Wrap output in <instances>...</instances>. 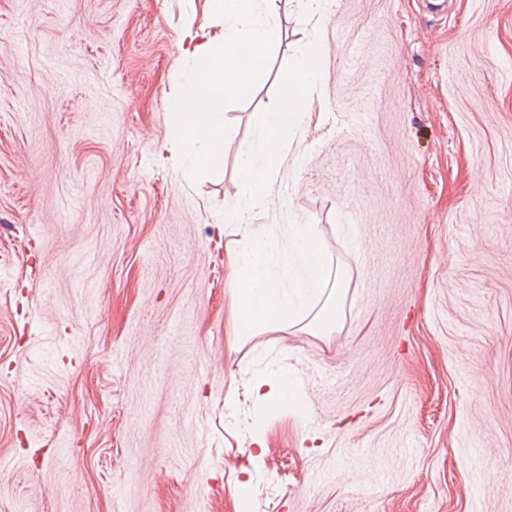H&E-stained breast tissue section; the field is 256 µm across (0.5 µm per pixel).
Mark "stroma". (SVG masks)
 <instances>
[{
  "label": "stroma",
  "mask_w": 512,
  "mask_h": 512,
  "mask_svg": "<svg viewBox=\"0 0 512 512\" xmlns=\"http://www.w3.org/2000/svg\"><path fill=\"white\" fill-rule=\"evenodd\" d=\"M204 0H0V512H512V0H333L289 195L224 221L310 25L171 160ZM316 225L335 331L236 336L227 249ZM304 418L255 427V371ZM267 452L255 459V430ZM251 387L256 398L267 406L296 416L306 413L301 381L296 376L290 377L288 372L256 373L252 376Z\"/></svg>",
  "instance_id": "stroma-1"
}]
</instances>
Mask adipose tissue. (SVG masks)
<instances>
[{
	"instance_id": "1",
	"label": "adipose tissue",
	"mask_w": 512,
	"mask_h": 512,
	"mask_svg": "<svg viewBox=\"0 0 512 512\" xmlns=\"http://www.w3.org/2000/svg\"><path fill=\"white\" fill-rule=\"evenodd\" d=\"M314 30L292 67L281 78L278 108L261 113L256 132L237 164L238 193L225 209L229 224H247L258 210L280 195L306 154L294 151L296 135L312 119L308 89L319 79L322 43L319 33L329 0H294ZM280 0H206L222 24L203 22L182 33L179 61L173 69L177 92L170 107L177 115L172 143L174 162L186 176L224 164L225 107L244 99L265 76ZM257 399L281 412L305 415L306 402L298 378L283 371L252 377Z\"/></svg>"
}]
</instances>
